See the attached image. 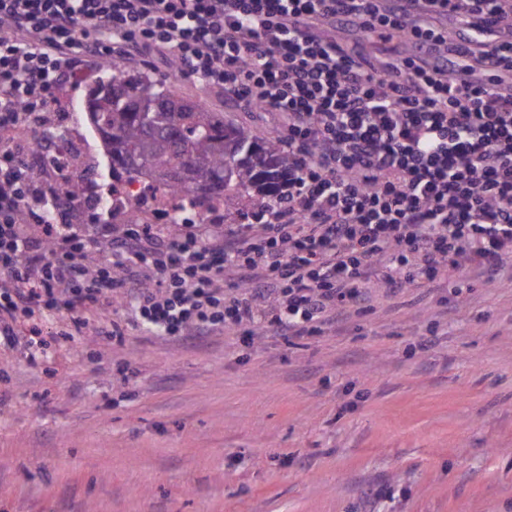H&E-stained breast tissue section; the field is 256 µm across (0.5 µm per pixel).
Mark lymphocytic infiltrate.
Instances as JSON below:
<instances>
[{"label":"lymphocytic infiltrate","instance_id":"f902f5d3","mask_svg":"<svg viewBox=\"0 0 512 512\" xmlns=\"http://www.w3.org/2000/svg\"><path fill=\"white\" fill-rule=\"evenodd\" d=\"M468 29L449 46V28ZM418 46L367 66L326 25ZM0 125L37 128L75 67L162 49L281 113L294 162L267 220L203 236L73 232L61 185L0 140V348L25 320L127 305L171 337L311 336L392 293L512 264V0H0Z\"/></svg>","mask_w":512,"mask_h":512}]
</instances>
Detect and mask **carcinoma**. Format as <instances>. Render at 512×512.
<instances>
[{
    "label": "carcinoma",
    "mask_w": 512,
    "mask_h": 512,
    "mask_svg": "<svg viewBox=\"0 0 512 512\" xmlns=\"http://www.w3.org/2000/svg\"><path fill=\"white\" fill-rule=\"evenodd\" d=\"M110 69L112 75L102 72L86 85L82 111L106 148L114 179L146 175L162 191L191 197L200 218L214 198L224 199L226 218L247 198L267 207L280 201L292 162L277 138L260 139L205 103L184 101L172 81L154 78L133 59ZM65 190L79 201L86 182L73 176Z\"/></svg>",
    "instance_id": "1"
}]
</instances>
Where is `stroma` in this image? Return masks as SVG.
I'll use <instances>...</instances> for the list:
<instances>
[{"label": "stroma", "instance_id": "stroma-1", "mask_svg": "<svg viewBox=\"0 0 512 512\" xmlns=\"http://www.w3.org/2000/svg\"><path fill=\"white\" fill-rule=\"evenodd\" d=\"M144 68L258 136L282 128L161 51ZM61 95L47 122L109 185L83 89ZM453 280L372 284L366 311L293 340L158 336L118 305L79 330L37 319L42 365L0 348V512H512V272Z\"/></svg>", "mask_w": 512, "mask_h": 512}]
</instances>
